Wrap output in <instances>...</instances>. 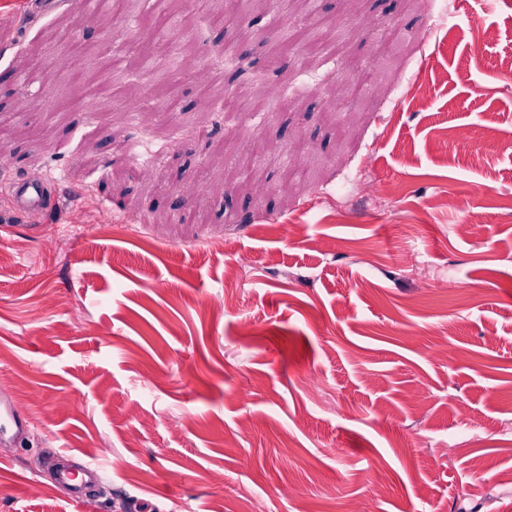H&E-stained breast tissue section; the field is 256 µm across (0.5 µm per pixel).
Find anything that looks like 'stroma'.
I'll return each instance as SVG.
<instances>
[{
  "label": "stroma",
  "mask_w": 512,
  "mask_h": 512,
  "mask_svg": "<svg viewBox=\"0 0 512 512\" xmlns=\"http://www.w3.org/2000/svg\"><path fill=\"white\" fill-rule=\"evenodd\" d=\"M186 10L185 69L103 94V64L153 40L140 0L108 21L0 0V393L33 421L0 440V512H84L56 451L99 465L97 512L512 504L471 475L512 472V0H267L256 37L210 0ZM295 25L359 28L370 87L326 113L339 63L277 55ZM261 79L275 107L208 110ZM29 180L36 215L11 198ZM44 185L36 182H20L13 188L14 206L19 211L35 214L41 209Z\"/></svg>",
  "instance_id": "obj_1"
}]
</instances>
